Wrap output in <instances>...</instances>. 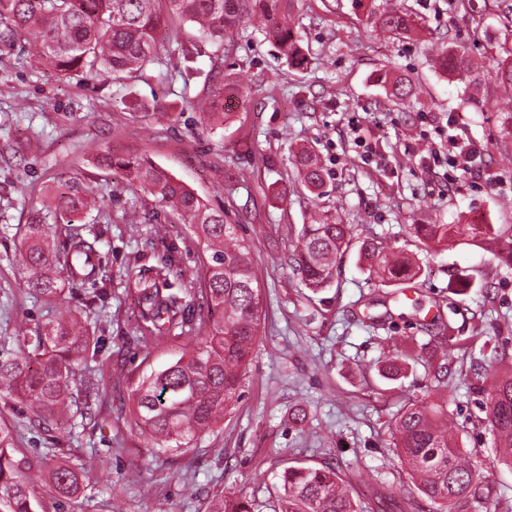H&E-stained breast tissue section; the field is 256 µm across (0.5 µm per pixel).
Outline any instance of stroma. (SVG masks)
<instances>
[{"mask_svg": "<svg viewBox=\"0 0 512 512\" xmlns=\"http://www.w3.org/2000/svg\"><path fill=\"white\" fill-rule=\"evenodd\" d=\"M393 2L412 12L418 31L384 32L383 0H297L292 19L307 59L300 69L249 25L220 46L201 43L190 24L162 28L157 61L120 80L61 76L30 66L20 50L0 52V354L24 350L19 321L34 327L56 313L23 286L17 225L43 209L47 185L69 174L86 175L94 198L79 232L95 244L96 281L67 301L101 340L100 353L82 362L100 398L49 429L26 405L0 403V420L28 459L57 453L95 475L70 500L37 487L45 512H206L219 493L267 502L274 471L296 463L336 467L369 512H406L416 490L393 454V422L422 398L446 401L460 447L474 454L488 501L469 512H512V468L496 462L483 409L491 373L512 370V265L496 245L461 237L442 249L413 230L478 220L512 235V136L501 126L512 100L493 76L465 84L437 65L451 43L492 61L507 20L500 0H470L466 10L459 0ZM213 75L230 114L215 128L195 107ZM396 76L414 85L410 100L392 95ZM159 104L165 117L153 112ZM356 124L369 151L353 144ZM452 137L476 147L473 171L428 161ZM106 145L149 158L223 209L250 247L261 290L242 397L181 456L157 455L138 433L130 391L186 342L168 339L144 353L127 282L167 255L192 278L199 254L189 225L126 189L120 172L93 166ZM302 146L322 162V196L296 179ZM133 209L158 217L124 223ZM323 212L353 234L332 287L315 291L289 255L302 226ZM368 237L416 260L418 278L393 286L370 274L359 258ZM394 354L404 368L383 378Z\"/></svg>", "mask_w": 512, "mask_h": 512, "instance_id": "1", "label": "stroma"}]
</instances>
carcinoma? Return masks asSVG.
Instances as JSON below:
<instances>
[{
	"label": "carcinoma",
	"instance_id": "cac0c4a2",
	"mask_svg": "<svg viewBox=\"0 0 512 512\" xmlns=\"http://www.w3.org/2000/svg\"><path fill=\"white\" fill-rule=\"evenodd\" d=\"M294 0H0V48L25 42L35 61L57 71H81L90 78L121 79L157 60V33L168 24L192 23L206 41L221 45L224 37L255 20L283 57L300 65L304 55L290 25ZM166 4L162 10L160 4ZM387 31L408 32L413 21L396 8L379 16ZM441 68L461 80H478L482 70L468 51L450 46ZM503 90L512 96V47L503 46L493 66ZM202 118L224 121L221 88L211 90ZM297 180L311 193L324 186L323 168L307 148L295 154ZM95 164L122 172L125 187L150 194L170 215L195 228L196 243L206 254L196 279L176 288L172 260L140 269L130 284L138 312L133 334L150 355V344L184 338L193 347L159 369L138 378L131 390L139 434L156 442V452L181 456L195 441L224 420L241 398L242 377L254 352L261 324V298L250 250L238 236V225L224 221V210L203 198L156 165L133 154L101 149ZM54 224L67 230L63 244L37 213L29 216L19 241L24 287L29 295L56 306L65 295L95 275V250L73 224L92 208L84 179L61 178L47 189ZM414 230L433 244L451 235L484 241L498 235L477 224H416ZM351 240V227L324 214L302 227L290 260L308 288H326L336 277L338 256ZM361 254L384 283H412L420 267L373 238ZM26 349L0 355V395L25 404L40 425L67 417L83 395L84 407L99 395L95 381L79 368L96 346L85 320L65 309L25 337ZM486 419L498 442V461L512 467V375L493 378L485 402ZM396 454L407 466L418 495L429 512H460L472 500L484 501L481 475L458 448L448 409L432 401L406 404L395 419ZM46 474L50 489L61 498L75 496L91 479L89 472L64 462L30 461L16 456L14 429L0 422V512H44L32 491V471ZM208 512H262L245 496L213 498ZM273 512H364L342 485L336 468L292 465L277 475Z\"/></svg>",
	"mask_w": 512,
	"mask_h": 512
}]
</instances>
